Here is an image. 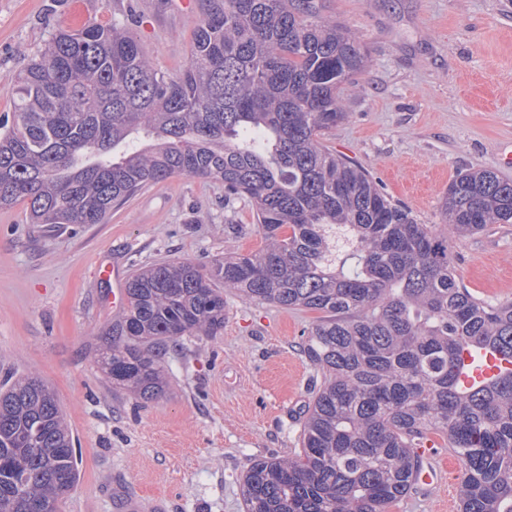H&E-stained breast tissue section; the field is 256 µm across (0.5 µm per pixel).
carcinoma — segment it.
Returning a JSON list of instances; mask_svg holds the SVG:
<instances>
[{
	"instance_id": "carcinoma-1",
	"label": "carcinoma",
	"mask_w": 512,
	"mask_h": 512,
	"mask_svg": "<svg viewBox=\"0 0 512 512\" xmlns=\"http://www.w3.org/2000/svg\"><path fill=\"white\" fill-rule=\"evenodd\" d=\"M179 73L156 69L119 20L58 31L13 87L0 123V208L30 224H104L177 176L246 197L264 247L204 270L162 260L131 273L126 308L97 350L112 385L166 391L160 351L224 329V293L321 313L301 350L321 373L299 441L242 475L247 512H389L431 433L461 465L460 512H512V371L462 389L467 349L512 359V301L459 280L449 245L512 224V180L469 168L440 224H421L323 143L346 118L368 49L317 0H203ZM78 482L72 432L32 376L0 383V512L60 504Z\"/></svg>"
}]
</instances>
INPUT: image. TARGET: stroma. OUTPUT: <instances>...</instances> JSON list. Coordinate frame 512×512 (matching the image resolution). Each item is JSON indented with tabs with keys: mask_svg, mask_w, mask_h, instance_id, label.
I'll return each mask as SVG.
<instances>
[{
	"mask_svg": "<svg viewBox=\"0 0 512 512\" xmlns=\"http://www.w3.org/2000/svg\"><path fill=\"white\" fill-rule=\"evenodd\" d=\"M323 16L369 49L347 119L327 147L373 177L423 224L458 173L503 166L512 152V0H319ZM126 18L154 66L179 72L204 17L172 0H0V120L12 88L55 31ZM250 200H225L221 182L181 176L154 184L104 224H31L23 205L0 209V377L31 374L54 392L76 439L79 480L61 512H120L119 485L162 500L164 512H245L241 475L257 458L299 448L300 418L319 375L300 343L319 314L226 294L224 328L186 336L164 354L165 394L142 402L113 387L94 360L113 320L99 262L134 271L157 260L202 268L261 249ZM464 285L512 300V224L455 239ZM458 471L390 512H446Z\"/></svg>",
	"mask_w": 512,
	"mask_h": 512,
	"instance_id": "stroma-1",
	"label": "stroma"
}]
</instances>
